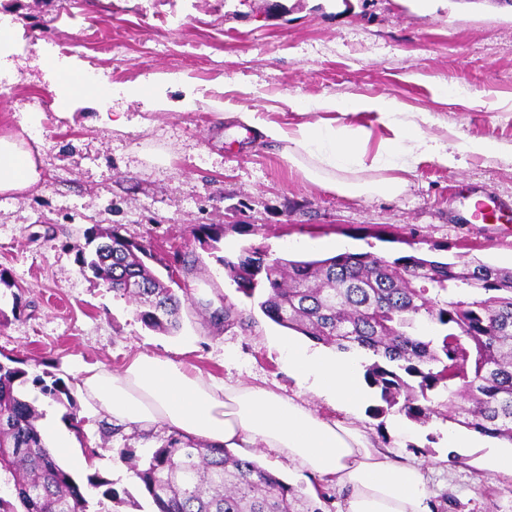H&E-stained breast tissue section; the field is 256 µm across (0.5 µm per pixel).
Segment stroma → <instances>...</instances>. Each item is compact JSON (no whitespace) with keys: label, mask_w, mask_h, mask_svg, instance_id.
Listing matches in <instances>:
<instances>
[{"label":"stroma","mask_w":512,"mask_h":512,"mask_svg":"<svg viewBox=\"0 0 512 512\" xmlns=\"http://www.w3.org/2000/svg\"><path fill=\"white\" fill-rule=\"evenodd\" d=\"M0 134L22 135L40 152L39 181L0 194V362L19 360L25 398L67 433L74 455L96 451L93 470L60 465L78 483L111 482L91 512H154L122 449L148 456L157 441L132 430L111 436L84 403L45 397L39 380L76 388L79 371H120L144 352L199 369L215 381L297 396L319 414L363 429L401 462L421 461L432 512H512V474L492 470L508 441L472 433L452 448L445 416L398 432L377 388L345 411L289 374L286 328L237 292L221 263L248 245L304 259L370 252L437 260L477 257L512 269V221L473 220L457 193L470 186L512 202V0H0ZM78 49L66 53L70 43ZM97 68L115 94L88 106L73 99L70 66ZM167 99L196 97L194 109L154 110L129 92L154 74ZM465 91L446 95L445 83ZM392 97L426 137L462 145L481 138L496 155L463 154L446 168L427 156L411 170H330L318 185L282 155L283 144L223 109H249L285 129L330 120L371 129L370 149L390 137L376 114L303 112L301 100ZM404 177L401 193L346 195L337 184ZM222 226L216 244L198 239ZM118 230L154 254L149 267L188 289L180 328L144 326L134 302L82 272L78 248L92 232ZM234 306V325L211 314ZM75 411L77 426L65 416ZM249 457L316 500L320 482L256 446Z\"/></svg>","instance_id":"obj_1"}]
</instances>
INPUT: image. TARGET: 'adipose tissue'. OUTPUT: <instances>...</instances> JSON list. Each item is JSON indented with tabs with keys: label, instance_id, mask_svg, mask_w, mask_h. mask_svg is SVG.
I'll list each match as a JSON object with an SVG mask.
<instances>
[{
	"label": "adipose tissue",
	"instance_id": "adipose-tissue-1",
	"mask_svg": "<svg viewBox=\"0 0 512 512\" xmlns=\"http://www.w3.org/2000/svg\"><path fill=\"white\" fill-rule=\"evenodd\" d=\"M304 108L345 116L375 111L387 120L393 136L371 155L365 148L369 134L362 129L326 123L287 132L250 110L235 111L233 117L265 138L285 143L289 164L312 182L327 168L383 166L406 171L408 156L416 152L446 167L456 162V152L448 144L399 120L394 99L325 98L306 102ZM306 157L311 160L307 166L302 163ZM39 178L37 161L23 141L1 136L0 192L23 190ZM281 347L289 370L309 382L312 390L349 409L361 402L359 359L314 354L290 336L283 338ZM77 389L95 415L114 425L140 431L164 427L227 448L274 449L300 471L343 494L341 512H432L422 464L391 462L359 428L322 417L275 390L218 383L144 352L118 374L104 366L82 369Z\"/></svg>",
	"mask_w": 512,
	"mask_h": 512
}]
</instances>
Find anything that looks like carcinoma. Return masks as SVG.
I'll return each instance as SVG.
<instances>
[{
	"label": "carcinoma",
	"instance_id": "1",
	"mask_svg": "<svg viewBox=\"0 0 512 512\" xmlns=\"http://www.w3.org/2000/svg\"><path fill=\"white\" fill-rule=\"evenodd\" d=\"M96 237L102 242L81 253L82 267L136 300L145 326L177 329L181 300L146 265L151 251L115 229ZM222 264L238 291L260 294L272 322L342 353L369 355L365 379L387 408L426 424L444 407L448 421L512 442V270L479 258H272L255 245ZM461 289L476 295L459 299ZM26 375L0 363V473L11 481L0 512H89L93 495L113 491L96 476L80 484L58 464L38 427L43 413L19 390ZM34 382L51 400L65 395L74 405L61 380ZM157 440L144 460L123 452L157 512H321L254 460L177 432Z\"/></svg>",
	"mask_w": 512,
	"mask_h": 512
}]
</instances>
